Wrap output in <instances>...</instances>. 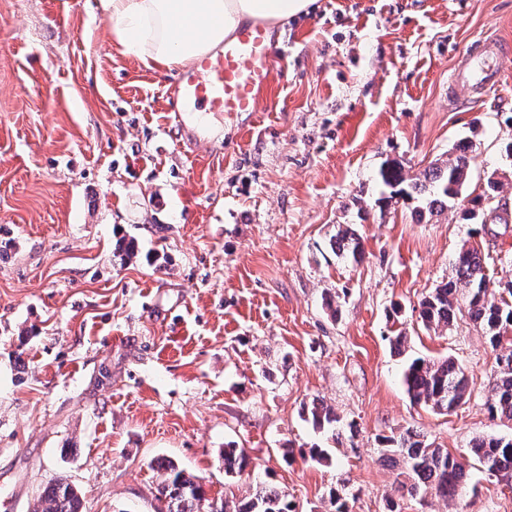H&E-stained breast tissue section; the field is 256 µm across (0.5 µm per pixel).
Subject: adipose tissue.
<instances>
[{
	"mask_svg": "<svg viewBox=\"0 0 512 512\" xmlns=\"http://www.w3.org/2000/svg\"><path fill=\"white\" fill-rule=\"evenodd\" d=\"M316 0H103L125 53L155 70L187 67L240 24L280 22L312 11Z\"/></svg>",
	"mask_w": 512,
	"mask_h": 512,
	"instance_id": "1",
	"label": "adipose tissue"
}]
</instances>
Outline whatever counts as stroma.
<instances>
[{
	"instance_id": "obj_1",
	"label": "stroma",
	"mask_w": 512,
	"mask_h": 512,
	"mask_svg": "<svg viewBox=\"0 0 512 512\" xmlns=\"http://www.w3.org/2000/svg\"><path fill=\"white\" fill-rule=\"evenodd\" d=\"M274 31L288 54L258 111L178 116L183 70L125 54L103 0H0V512H33L60 478L85 512H154L163 458L218 503L262 480L296 512H330L335 489L350 512H383L397 470L380 439L408 430L469 480L402 512H512V490L467 454L512 435L486 406L496 353L469 319L434 330L418 314L465 246L498 297L512 222L378 203L383 165L412 178L468 140L466 199L492 178L512 213V52L499 88L448 100L478 37L512 44V0H317ZM342 224L360 261L333 249ZM418 356L461 364L470 399L448 414L411 402L402 372ZM315 400L356 421L354 441L303 420ZM230 445L249 460L234 477ZM317 446L331 464L301 457Z\"/></svg>"
}]
</instances>
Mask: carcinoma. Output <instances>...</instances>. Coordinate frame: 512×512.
<instances>
[{
	"mask_svg": "<svg viewBox=\"0 0 512 512\" xmlns=\"http://www.w3.org/2000/svg\"><path fill=\"white\" fill-rule=\"evenodd\" d=\"M470 146L458 145L448 158L433 164L421 177L408 178L398 163L380 168L381 182L390 189V197L425 202L429 215H437L457 204L462 190L471 179ZM338 254L361 255L360 238L350 230L338 232L334 242ZM455 275L441 283L420 301L419 317L427 327L451 328L457 320L468 318L483 331L491 347L498 351L490 395L486 404L493 415L512 421V281L505 283L507 297L496 301L489 297L486 262L481 250L463 248L454 259ZM403 384L416 404L447 414L466 403L471 392L464 368L457 362L414 358L403 372ZM304 420L319 431H329L332 437L345 428L355 435L356 425L342 420L323 403H314L303 412ZM469 452L488 472L497 478H512V437L474 439ZM381 454L390 465L398 468L400 492L416 498L428 491L452 501L459 497L468 482L461 462L447 450L434 446L419 434L406 431L398 436L381 439ZM248 466L244 452L224 449V473L230 477ZM166 471L157 488V500L163 504L157 512H292L284 494L275 487L258 483L253 492L239 504L227 509L205 498L198 478L186 473L173 461L160 463ZM79 490L61 478L46 487L39 496L35 512H83Z\"/></svg>",
	"mask_w": 512,
	"mask_h": 512,
	"instance_id": "1",
	"label": "carcinoma"
}]
</instances>
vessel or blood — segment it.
<instances>
[{"label": "vessel or blood", "mask_w": 512, "mask_h": 512, "mask_svg": "<svg viewBox=\"0 0 512 512\" xmlns=\"http://www.w3.org/2000/svg\"><path fill=\"white\" fill-rule=\"evenodd\" d=\"M273 31L261 24L240 26L221 49L198 63L204 80L186 78L180 89L186 102L219 112H254L272 79L275 59ZM503 42L494 36L477 40L474 52L465 54L463 65L453 70L451 85L470 84L488 92L501 81L500 53Z\"/></svg>", "instance_id": "1"}]
</instances>
